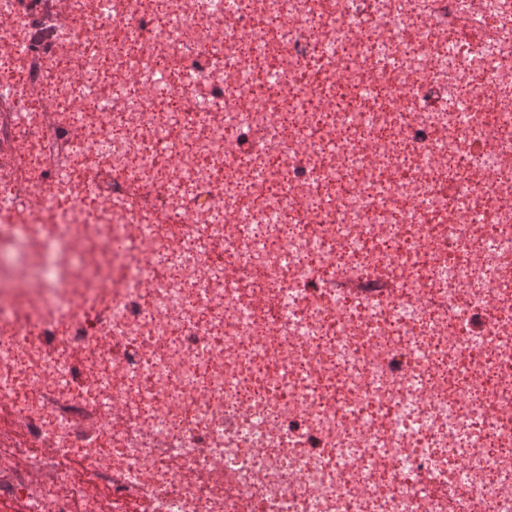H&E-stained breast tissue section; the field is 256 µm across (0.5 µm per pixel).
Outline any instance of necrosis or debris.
Returning a JSON list of instances; mask_svg holds the SVG:
<instances>
[{
  "label": "necrosis or debris",
  "instance_id": "4bbe7bcc",
  "mask_svg": "<svg viewBox=\"0 0 512 512\" xmlns=\"http://www.w3.org/2000/svg\"><path fill=\"white\" fill-rule=\"evenodd\" d=\"M0 81L1 499L512 512V0H0Z\"/></svg>",
  "mask_w": 512,
  "mask_h": 512
}]
</instances>
